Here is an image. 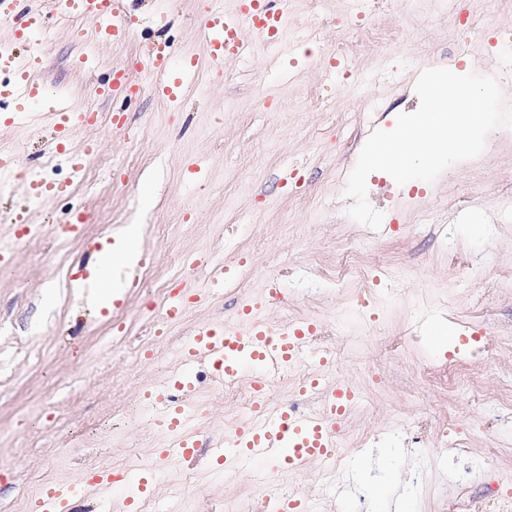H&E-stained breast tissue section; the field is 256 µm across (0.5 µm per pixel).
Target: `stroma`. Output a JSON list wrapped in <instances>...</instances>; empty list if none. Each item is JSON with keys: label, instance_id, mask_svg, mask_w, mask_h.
<instances>
[{"label": "stroma", "instance_id": "1", "mask_svg": "<svg viewBox=\"0 0 512 512\" xmlns=\"http://www.w3.org/2000/svg\"><path fill=\"white\" fill-rule=\"evenodd\" d=\"M233 12L239 0H122L133 26L124 40L91 39L94 23L52 10L44 34L25 45L0 0V46L36 54V79L48 95L40 107L0 118L21 164L33 175L66 182L65 166L47 170L56 133V108L91 111L98 120L74 128L73 150L93 141L112 161L110 182L93 199L30 196L20 170L0 171V512H31L21 489L39 476L52 483L79 479L85 455L101 470L129 454L156 458L167 438L135 420L108 434L113 407L132 405L179 373L170 359L193 332L216 324L248 326L241 310L264 300L277 282L281 301L259 310L269 322L319 325L320 344L337 360L308 356L296 374L272 380L270 408L319 410L318 390L305 378L363 391L342 415L337 453L345 469L324 495V512H448V486L468 472L464 495L512 493V129L492 132L477 158L454 164L423 188L397 185L386 173L367 180L369 203L383 211L380 229L350 219L344 194L349 173L373 130L394 126L418 109L414 86L427 68L496 75L512 103V75L499 71L512 55V0H470L480 32L463 35L446 16L413 11L408 0L367 5L381 32L363 47L351 75L332 70L331 52L349 37L344 0H281L288 25L267 37L244 28L247 56L212 75L201 38L209 2ZM174 44L192 63L178 100L158 96L139 68L155 47ZM128 73L142 86L126 126L113 129V102L96 94L110 72ZM328 84L332 100L318 104L313 88ZM86 215L78 235L16 240L17 215L31 223L61 224L67 212ZM143 261L165 268L174 253H206L180 281L185 299L170 335L155 337L152 358L135 356L134 338L164 320L165 306L145 288H118L116 303L90 305L75 278L95 282L97 255L128 226ZM377 260L397 269L387 290L364 293L356 278L336 281L325 270L342 259ZM224 267V286L204 293L205 267ZM367 294L371 320L357 305ZM191 399L206 403L191 431L194 459L160 462L159 512H182L175 498L184 469L193 489L222 503L225 512L258 495L265 481L288 483L307 498L324 464L296 469L275 464L224 466L215 445L247 416L213 388L209 369L196 367ZM456 424L463 451L448 456L438 427Z\"/></svg>", "mask_w": 512, "mask_h": 512}]
</instances>
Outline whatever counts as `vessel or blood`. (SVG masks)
I'll return each mask as SVG.
<instances>
[{
	"instance_id": "1",
	"label": "vessel or blood",
	"mask_w": 512,
	"mask_h": 512,
	"mask_svg": "<svg viewBox=\"0 0 512 512\" xmlns=\"http://www.w3.org/2000/svg\"><path fill=\"white\" fill-rule=\"evenodd\" d=\"M121 0H59L62 10L76 12L96 21L95 40L119 42L125 39L129 27L120 24ZM283 20V13L274 9L270 0H240V7L233 13L211 11L202 20V38L207 60L213 73H222L227 60L244 56L248 43L242 37L244 26L269 34ZM17 39H29L43 26L39 13L25 11L12 19ZM174 54L171 46L156 49L142 68L154 80L158 95L170 100L177 99L182 81L170 60ZM39 65L38 58L21 62L15 53L0 50V72L13 76L12 82L0 84V98L11 100L15 107L27 106L29 100L43 95V86L34 79ZM98 94L103 98L118 95L135 98L136 92L120 74H113L111 81L101 84ZM70 116L67 109L58 113L57 139L54 153L66 161L72 171L82 166V154L70 147ZM28 192L37 198L66 195L68 185L46 182L36 177H26ZM316 326L309 321H299L282 326H272L262 321L250 322L248 328L230 331L221 326H205L195 331L193 338L183 349L185 367H193L198 361H207L221 376L240 377L250 374L258 394H266L273 374L287 369L305 351ZM192 387L188 377H174L169 387L155 390L152 400L163 409L160 424L171 437L170 447L161 449L164 457L189 458L196 444L183 431L186 411L183 405L173 403L169 391H188ZM350 388L339 386L326 390L323 402L325 412L319 416L301 415L283 408L268 412L262 425L240 427L226 439L221 454L225 463L248 464L255 460H274L279 466L293 469L310 460H324L336 454V426L340 414L350 400ZM77 487L73 484H53L47 487L38 502L39 512H74Z\"/></svg>"
}]
</instances>
